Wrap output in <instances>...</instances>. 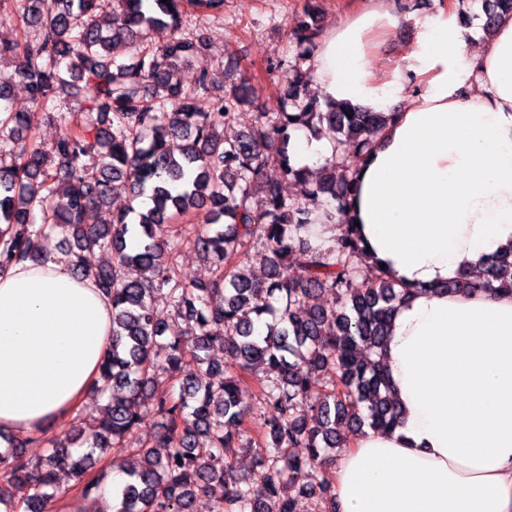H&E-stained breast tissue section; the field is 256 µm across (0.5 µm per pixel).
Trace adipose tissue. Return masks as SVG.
<instances>
[{
	"label": "adipose tissue",
	"mask_w": 512,
	"mask_h": 512,
	"mask_svg": "<svg viewBox=\"0 0 512 512\" xmlns=\"http://www.w3.org/2000/svg\"><path fill=\"white\" fill-rule=\"evenodd\" d=\"M400 60L381 58L402 24ZM451 0L425 17L372 0L323 35L324 101L391 119L353 167L349 208L389 277L410 287L382 356L399 425L349 437L336 512H512V294L443 283L512 245V17L477 54ZM112 302L63 255L0 270V432L55 430L100 383ZM416 29L412 26H400L384 48L385 55L398 61L414 45Z\"/></svg>",
	"instance_id": "1"
}]
</instances>
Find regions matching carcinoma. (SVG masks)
Returning <instances> with one entry per match:
<instances>
[{"label": "carcinoma", "instance_id": "1", "mask_svg": "<svg viewBox=\"0 0 512 512\" xmlns=\"http://www.w3.org/2000/svg\"><path fill=\"white\" fill-rule=\"evenodd\" d=\"M15 17L18 38L0 45V270L17 262L42 264L41 240L61 232L73 239L66 255L73 269L95 279L112 299V346L101 364L106 398L97 429L84 436L77 424L32 459L24 448L34 438L4 437L0 447V506L5 512H48L53 502L77 499L99 487L89 472L105 453L130 439L140 409L167 383L172 395L155 400L162 431L135 443L133 460L112 462L125 474L106 512H193L203 494L213 512H295L299 496L315 499L317 512H336L327 465L344 447V430L384 433L398 424L384 362L376 356L395 307L410 289L369 261L346 206L354 191L344 148L361 156L389 116L349 109L316 98L295 111L255 113L254 123L234 138L224 136L239 106L253 102L249 77L238 61L225 64L233 81L229 98L213 97L204 63L205 44L180 33L185 9L219 13L224 0H3ZM512 0H492L485 29ZM167 30L159 44L146 42ZM319 30L305 24L295 33V62L288 64V98L311 76L308 65ZM197 66L195 87L182 70ZM24 84L34 110L14 112L10 85ZM82 95L75 112L55 118L71 131L46 148L34 137L38 115L54 103ZM328 128L334 155L322 178L310 182L292 164L288 145L295 131ZM279 179L267 181L269 164ZM130 184L131 203L110 204L112 183ZM300 189L289 199L282 183ZM262 208L252 206L254 192ZM145 198L149 204L137 208ZM322 212L343 232L327 248L309 235ZM190 226L194 248L213 267L208 283L177 272L174 223ZM265 252L267 274L255 278L247 257ZM109 251L112 262L91 256ZM135 267L139 276H128ZM450 294L512 293V248L487 258L484 277L466 273L448 280ZM165 292L168 310L152 298ZM323 292L337 306L319 303ZM224 327L214 335L210 327ZM224 347L225 362L209 351ZM328 370L336 380L317 394L309 374ZM252 376L257 394L243 401L240 384ZM261 434L255 448L263 467L255 491L236 478L228 462L246 448V425ZM67 468L76 493L55 485ZM29 487L16 501L10 488Z\"/></svg>", "mask_w": 512, "mask_h": 512}]
</instances>
